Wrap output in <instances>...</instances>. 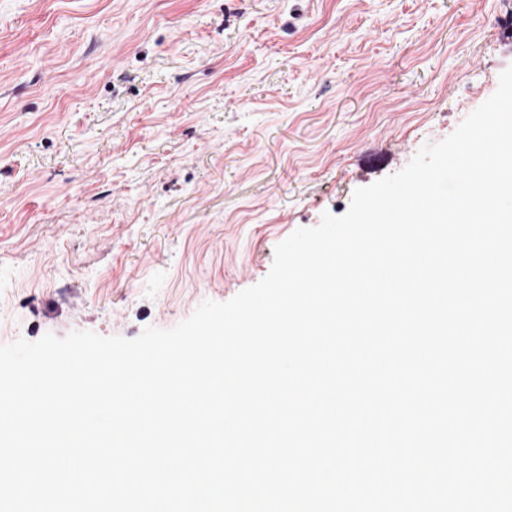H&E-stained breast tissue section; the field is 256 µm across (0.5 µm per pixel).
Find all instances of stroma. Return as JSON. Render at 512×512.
<instances>
[{
	"instance_id": "stroma-1",
	"label": "stroma",
	"mask_w": 512,
	"mask_h": 512,
	"mask_svg": "<svg viewBox=\"0 0 512 512\" xmlns=\"http://www.w3.org/2000/svg\"><path fill=\"white\" fill-rule=\"evenodd\" d=\"M510 66L512 0H0V345L232 299Z\"/></svg>"
}]
</instances>
